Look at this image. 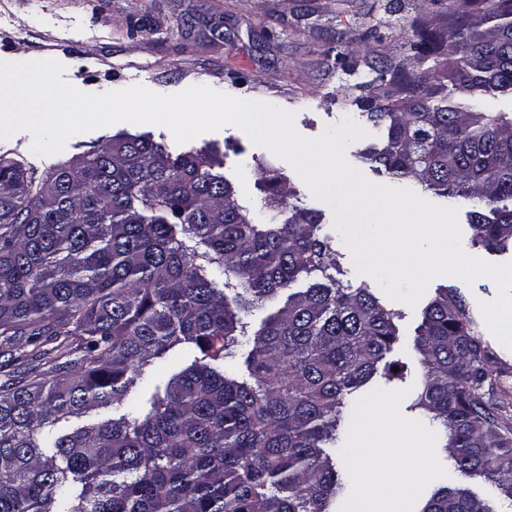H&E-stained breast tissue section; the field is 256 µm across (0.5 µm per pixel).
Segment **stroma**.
Listing matches in <instances>:
<instances>
[{"label":"stroma","mask_w":512,"mask_h":512,"mask_svg":"<svg viewBox=\"0 0 512 512\" xmlns=\"http://www.w3.org/2000/svg\"><path fill=\"white\" fill-rule=\"evenodd\" d=\"M448 0H0V62L55 59L63 75L80 90L101 93L141 84L160 94H174L192 85L250 101H261L294 115L296 131L319 136L325 126L343 117L357 118L356 84L374 79L372 63L387 59L399 64L404 76L423 65L411 50L413 32L441 31ZM224 27L223 40L211 39L208 26ZM122 131L151 134L179 154L207 146L218 148L226 178L239 187V201L250 210L264 208L269 195L266 167L290 177L302 206L322 211L321 233L332 239L344 284L373 285L358 274L351 255L332 227V211L315 199L293 167L271 149L253 143L241 129L226 126L177 144L162 127L117 123L72 137L63 152L42 157L32 150V137L19 131L0 138V154H10L34 167L38 176L73 156L89 153L109 136ZM458 288L469 305L476 329L489 349L502 356L499 390L512 402V349L491 331L481 310L493 301L498 286L479 276L435 277L426 296L441 286ZM398 312L404 342L389 358L405 363L403 377L378 376L359 393L356 413L344 417L340 437L349 448H380L395 429H413L427 445L414 454L427 469L424 480L402 492L386 480L365 488L354 480L350 500H365L367 512H416L438 487L453 478L444 437L425 427L413 402L421 371L407 350L422 320L421 307L384 299Z\"/></svg>","instance_id":"stroma-1"}]
</instances>
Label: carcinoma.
<instances>
[{"label": "carcinoma", "instance_id": "1", "mask_svg": "<svg viewBox=\"0 0 512 512\" xmlns=\"http://www.w3.org/2000/svg\"><path fill=\"white\" fill-rule=\"evenodd\" d=\"M451 50L417 30L410 78L355 97L383 138L361 153L413 191L469 208L468 244L512 252V121L488 112L512 94V0H448ZM466 95L442 94L445 83ZM215 148L172 154L117 134L44 178L0 156V341L73 350L0 384V512H335L349 475L328 452L349 397L400 341L399 313L336 278L322 214L272 171L251 211ZM301 278L313 282L303 289ZM274 311L255 328L244 313ZM412 351L413 407L440 427L454 472L512 502V426L495 395L496 356L458 289L422 309ZM193 353L150 398L137 381ZM398 371H392V368ZM418 512H497L465 485L434 490Z\"/></svg>", "mask_w": 512, "mask_h": 512}]
</instances>
